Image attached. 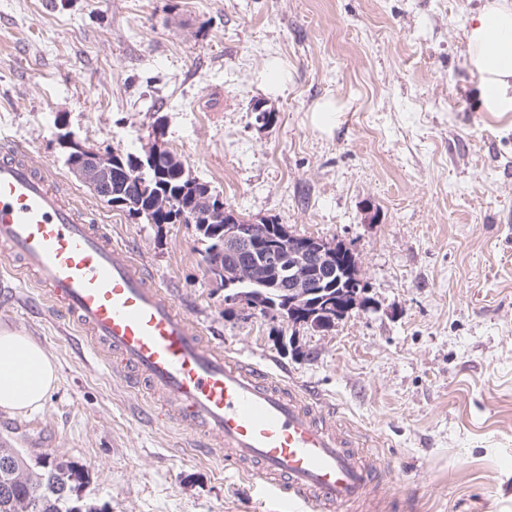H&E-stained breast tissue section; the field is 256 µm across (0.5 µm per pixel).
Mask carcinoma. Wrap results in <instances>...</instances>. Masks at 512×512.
Here are the masks:
<instances>
[{
    "label": "carcinoma",
    "instance_id": "cac0c4a2",
    "mask_svg": "<svg viewBox=\"0 0 512 512\" xmlns=\"http://www.w3.org/2000/svg\"><path fill=\"white\" fill-rule=\"evenodd\" d=\"M117 161L107 202L139 216L147 224H188L195 222L199 240L205 245L204 261L211 274L237 265L245 266L261 259V254L276 240L275 228L266 227L253 236L249 249L238 254L224 250V215L217 213L209 223L195 220L197 211L205 208L204 195L218 198L208 184L192 177L185 164L172 152L160 156L142 168L138 155L112 153ZM167 200L168 208H153L157 198ZM288 256L280 264L269 263L259 270L268 288L256 305L261 313L276 310L288 314L291 296L282 282L289 275ZM9 458L8 471L0 469V512H104V509L82 500L79 489L83 473L70 463L56 458H43L36 466L29 464L25 451L0 448V458Z\"/></svg>",
    "mask_w": 512,
    "mask_h": 512
}]
</instances>
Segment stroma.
I'll list each match as a JSON object with an SVG mask.
<instances>
[{"mask_svg": "<svg viewBox=\"0 0 512 512\" xmlns=\"http://www.w3.org/2000/svg\"><path fill=\"white\" fill-rule=\"evenodd\" d=\"M485 0H0V139L23 144L225 352L268 360L368 446L380 512H512V111H486L467 19ZM282 72L277 91L262 73ZM336 105V123L311 121ZM273 112L264 122L259 110ZM180 157L249 222L350 247L369 305L329 329L234 305L191 224H147L64 164ZM40 291L0 277V328L58 382L0 435L80 469L106 512H254V481L192 451Z\"/></svg>", "mask_w": 512, "mask_h": 512, "instance_id": "1", "label": "stroma"}]
</instances>
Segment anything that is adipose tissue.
<instances>
[{
    "instance_id": "obj_1",
    "label": "adipose tissue",
    "mask_w": 512,
    "mask_h": 512,
    "mask_svg": "<svg viewBox=\"0 0 512 512\" xmlns=\"http://www.w3.org/2000/svg\"><path fill=\"white\" fill-rule=\"evenodd\" d=\"M469 61L481 74L480 96L492 112L512 110V0H485L469 19ZM57 382L55 362L34 338L0 329V409L42 407Z\"/></svg>"
}]
</instances>
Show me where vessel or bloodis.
<instances>
[{"label": "vessel or blood", "instance_id": "1", "mask_svg": "<svg viewBox=\"0 0 512 512\" xmlns=\"http://www.w3.org/2000/svg\"><path fill=\"white\" fill-rule=\"evenodd\" d=\"M0 252L44 288L51 312L116 358L128 387L162 395L207 454L224 453L289 512H348L377 484L376 459L271 369L206 340L129 251L91 224L23 147L0 146Z\"/></svg>", "mask_w": 512, "mask_h": 512}]
</instances>
